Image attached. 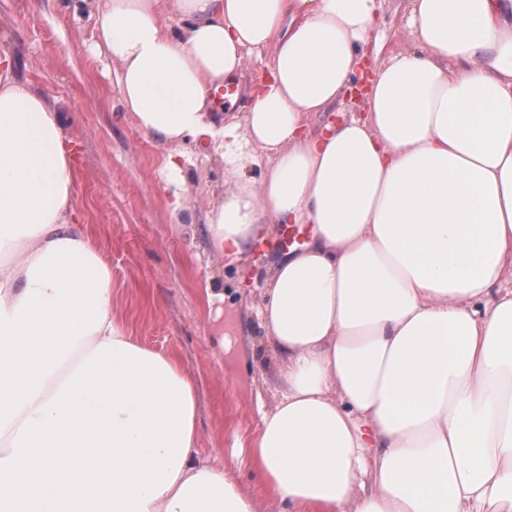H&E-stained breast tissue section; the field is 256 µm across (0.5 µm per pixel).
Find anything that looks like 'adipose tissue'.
<instances>
[{"label":"adipose tissue","mask_w":512,"mask_h":512,"mask_svg":"<svg viewBox=\"0 0 512 512\" xmlns=\"http://www.w3.org/2000/svg\"><path fill=\"white\" fill-rule=\"evenodd\" d=\"M385 5L104 0L97 42L169 181L200 140L234 175L206 224L225 263L311 227L258 311L282 385L251 450L269 491L289 512H512V0H406L390 51ZM259 49L245 114L213 111ZM72 188L58 112L0 58L1 462L77 348L129 341ZM146 512L255 510L192 448Z\"/></svg>","instance_id":"1"}]
</instances>
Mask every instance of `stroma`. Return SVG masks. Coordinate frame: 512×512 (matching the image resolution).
Segmentation results:
<instances>
[{
    "mask_svg": "<svg viewBox=\"0 0 512 512\" xmlns=\"http://www.w3.org/2000/svg\"><path fill=\"white\" fill-rule=\"evenodd\" d=\"M100 6L0 0V55L63 114L76 148L78 222L112 269V310L135 342L174 356L194 381L200 458L223 468L255 512H286L250 453L256 406H272L279 389L257 315L275 254L257 249L228 265L212 249L206 218L233 178L200 144L191 145L193 163L182 172L190 204L169 213L161 174L168 149L146 138L120 104L117 64L96 47ZM207 278L223 300L206 301Z\"/></svg>",
    "mask_w": 512,
    "mask_h": 512,
    "instance_id": "stroma-1",
    "label": "stroma"
}]
</instances>
